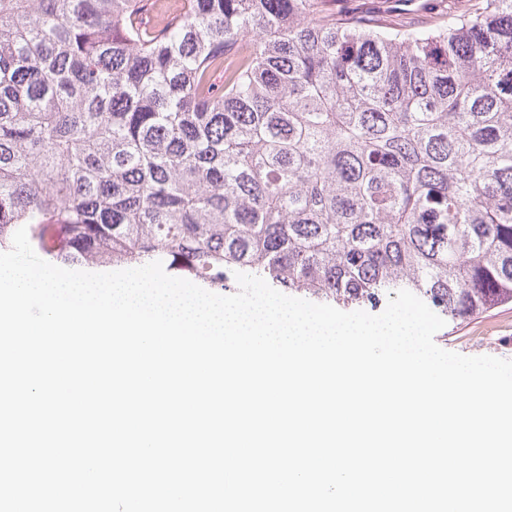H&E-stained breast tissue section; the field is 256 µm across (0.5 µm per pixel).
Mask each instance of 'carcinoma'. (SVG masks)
Here are the masks:
<instances>
[{
  "mask_svg": "<svg viewBox=\"0 0 512 512\" xmlns=\"http://www.w3.org/2000/svg\"><path fill=\"white\" fill-rule=\"evenodd\" d=\"M0 0V252L461 324L512 303V0ZM327 8L336 11H350V10H366L378 11L386 8L388 5L404 4L409 9L420 10L423 14H436L443 7L444 2L441 0H412L408 3L395 2V0H326Z\"/></svg>",
  "mask_w": 512,
  "mask_h": 512,
  "instance_id": "carcinoma-1",
  "label": "carcinoma"
}]
</instances>
